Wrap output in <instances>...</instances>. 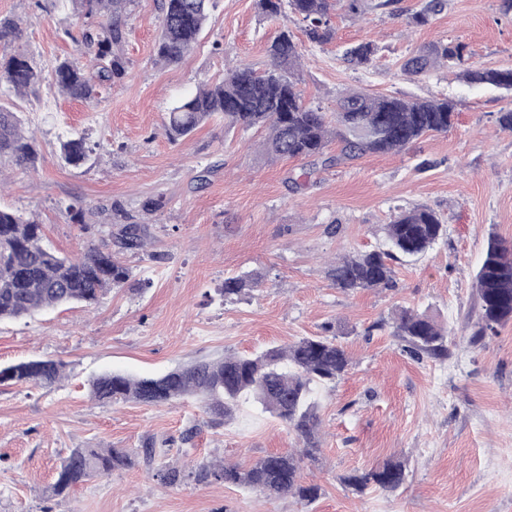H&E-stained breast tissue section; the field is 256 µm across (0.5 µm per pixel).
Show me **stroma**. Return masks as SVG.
I'll return each mask as SVG.
<instances>
[{
    "label": "stroma",
    "instance_id": "stroma-1",
    "mask_svg": "<svg viewBox=\"0 0 512 512\" xmlns=\"http://www.w3.org/2000/svg\"><path fill=\"white\" fill-rule=\"evenodd\" d=\"M427 2L367 0L360 16L338 13L335 40L317 44L291 12L268 17L257 0H219L194 50L162 66L154 62L157 0H136L128 75L100 87L93 103L47 85L23 97L0 88L42 152L34 172L0 162V205L36 214L45 244L64 255L112 248L118 208L150 235L146 251L120 255L149 281L144 291L112 290L90 306L0 322V367L34 358L66 365L50 388L0 384V512H512V322L476 344L468 325L489 238L512 241V132L497 122L512 92L468 84L454 69H402L439 41L465 44V65L512 69V0H444L428 23L410 24ZM0 15L20 20L17 48L47 74L78 57L75 34L100 23L50 0H0ZM283 27L299 45L306 101L329 112L352 90L445 97L457 105L453 127L396 154L331 167L267 162L258 134L219 118L169 142L165 112L229 69L265 68L266 46ZM360 42L380 51L355 67L343 53ZM72 133L91 147L78 167L59 158ZM158 195L164 206L143 212L142 201ZM72 204L86 208L85 223L74 222ZM399 206L436 212L443 236L419 259L395 262L394 287L337 289L329 264L384 249L383 227ZM244 273L259 275L258 288L224 301L225 278ZM400 306L448 326L447 358L405 352L391 328ZM326 332L353 366L315 394L320 452L302 462L301 479L322 494L309 505L194 476L203 462L246 464L298 447L296 434L252 400L215 426L191 399L147 406L90 394V379L104 372L153 377ZM145 447L156 451L152 463L91 478L63 497L49 492L71 449ZM392 458L408 467L397 491L343 484ZM168 464L184 473L177 484L156 476Z\"/></svg>",
    "mask_w": 512,
    "mask_h": 512
}]
</instances>
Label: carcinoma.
<instances>
[{
  "label": "carcinoma",
  "mask_w": 512,
  "mask_h": 512,
  "mask_svg": "<svg viewBox=\"0 0 512 512\" xmlns=\"http://www.w3.org/2000/svg\"><path fill=\"white\" fill-rule=\"evenodd\" d=\"M134 0H71L73 11L104 21L81 33L80 45L91 56L92 69L84 71L69 59L58 62L50 76L38 70L24 53L4 54L23 34L19 22L0 17V86L19 96L49 82L59 92L89 102L97 88L119 84L128 73L122 51L126 39L128 6ZM366 0H259L267 15H278L288 7L303 24L310 41L325 43L334 34L332 15L340 6L358 14ZM217 0H160V33L155 42V61L163 65L180 62L194 47ZM464 46L436 43L413 53L403 71L419 75L440 66L463 60ZM378 52L372 42H362L345 50L355 66L370 64ZM268 63L259 71L240 66L224 78L200 86L166 114L164 129L173 142L191 136L216 116L224 125L265 132L262 153L269 161L281 158L310 159L313 164L333 166L359 160L367 155L398 153L420 138L445 134L454 125L456 104L447 99L405 100L397 96L368 94L353 90L325 112L305 102L299 88L300 55L294 34L283 27L268 43ZM471 84L512 89V70L466 69ZM338 152L327 154L331 144ZM89 152L86 136L61 143L60 156L77 166ZM6 156L23 169H31L40 159L36 141L24 134L15 113L0 105V157ZM445 232L437 214L427 208H397L386 225L385 251L347 256L327 271L343 292L374 291L394 286L395 270L389 260L426 253ZM118 252H139L148 245L143 224H120L115 234ZM132 269L110 250L91 248L77 259L57 253L43 242L42 225L19 210L0 207V321L14 320L45 307L70 303L91 305L107 291L123 289L132 280ZM252 276L224 279L220 289L224 300L241 296L255 288ZM478 310L472 319V341L494 335L512 321V241L490 239L475 275ZM393 335L406 343L414 358L448 357V329L429 315L410 307H400L393 316ZM351 366L345 348L332 336L304 337L286 347H270L258 354L226 356L218 361H199L161 377L135 378L119 372L92 381V396L98 401L135 402L158 405L192 397L198 400L211 422L229 418L244 396L251 397L262 410L279 419L303 440L295 452L271 453L248 466L218 467L200 464L197 480L214 479L226 485L257 490L269 499L293 494L311 503L320 494L315 484L300 481L303 459L313 460L318 445L319 420L312 400V384L333 383L343 378ZM64 363L52 359L23 361L6 367L15 384L52 387L64 376ZM136 453L122 448H74L62 461L53 495L60 497L96 474H109L134 464ZM407 478L406 462L388 460L368 471L356 472L342 482L361 493L375 485L395 490Z\"/></svg>",
  "instance_id": "cac0c4a2"
}]
</instances>
